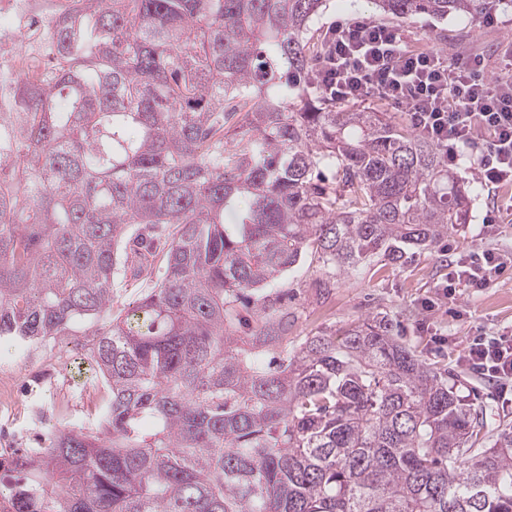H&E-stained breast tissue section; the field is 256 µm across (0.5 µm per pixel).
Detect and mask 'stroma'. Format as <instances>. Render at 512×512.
Here are the masks:
<instances>
[{"label":"stroma","mask_w":512,"mask_h":512,"mask_svg":"<svg viewBox=\"0 0 512 512\" xmlns=\"http://www.w3.org/2000/svg\"><path fill=\"white\" fill-rule=\"evenodd\" d=\"M358 16L376 20L380 14L372 0H326L311 22V31L320 38L333 22ZM399 28L419 48L434 45L435 34L444 32L448 55H481L491 75L499 74L501 46L512 38V26L484 25L463 14L425 17L400 23ZM478 161V154H466L455 164L459 175L470 183L473 204L467 224L432 249L400 266L374 263L361 273L341 276L323 300L316 299L312 288L318 277L315 268L303 264L283 276L281 285L287 288L296 315L294 335L334 329L382 313L392 319L400 339L415 348L423 361L444 369L454 367L458 346L512 326V274L481 292L460 289L456 301L440 303L434 310L421 306L424 299L435 298L449 261L460 254L487 248L512 253V213L497 212L493 230L483 224L497 198H508L512 190L504 188L498 196H489L476 179ZM0 374L9 377L18 396L11 411L0 412V449L33 448L45 443L49 428L92 429L101 419L106 392L86 364L62 359L58 348L2 338ZM461 376L465 384L460 395L485 405L494 422L512 423V402L502 401L487 377L469 366L463 367Z\"/></svg>","instance_id":"obj_1"}]
</instances>
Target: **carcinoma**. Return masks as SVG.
<instances>
[{
	"instance_id": "carcinoma-1",
	"label": "carcinoma",
	"mask_w": 512,
	"mask_h": 512,
	"mask_svg": "<svg viewBox=\"0 0 512 512\" xmlns=\"http://www.w3.org/2000/svg\"><path fill=\"white\" fill-rule=\"evenodd\" d=\"M323 2L70 0L47 74L9 80L0 338L67 345L110 399L96 430L0 459V512H512V424L388 316L288 335L290 269L328 295L471 205L385 109L315 104ZM376 6L478 20L512 0Z\"/></svg>"
}]
</instances>
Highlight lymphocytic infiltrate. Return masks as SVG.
<instances>
[{
    "mask_svg": "<svg viewBox=\"0 0 512 512\" xmlns=\"http://www.w3.org/2000/svg\"><path fill=\"white\" fill-rule=\"evenodd\" d=\"M322 63L311 84L339 102L379 96L405 112L412 126L442 147L448 161L459 151L482 147L476 178L498 190L512 185V56L498 77L484 73L477 56L448 58L434 48H410L402 32L367 17L327 28ZM512 265V255L493 249L466 261L450 262L441 298L459 288L483 290ZM461 361L478 367L512 397V335L502 333L461 349Z\"/></svg>",
    "mask_w": 512,
    "mask_h": 512,
    "instance_id": "1",
    "label": "lymphocytic infiltrate"
}]
</instances>
